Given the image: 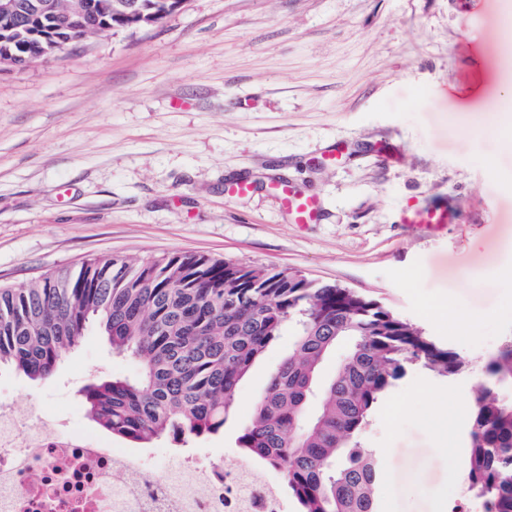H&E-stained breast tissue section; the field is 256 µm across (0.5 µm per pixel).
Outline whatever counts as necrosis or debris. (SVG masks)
Wrapping results in <instances>:
<instances>
[{
    "label": "necrosis or debris",
    "instance_id": "1",
    "mask_svg": "<svg viewBox=\"0 0 512 512\" xmlns=\"http://www.w3.org/2000/svg\"><path fill=\"white\" fill-rule=\"evenodd\" d=\"M0 512H288L275 481L244 463L191 454L147 465L47 422L38 406L0 403Z\"/></svg>",
    "mask_w": 512,
    "mask_h": 512
}]
</instances>
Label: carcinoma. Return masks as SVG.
Segmentation results:
<instances>
[{
  "mask_svg": "<svg viewBox=\"0 0 512 512\" xmlns=\"http://www.w3.org/2000/svg\"><path fill=\"white\" fill-rule=\"evenodd\" d=\"M86 30L29 12L26 29L0 28V64L20 68L114 27L162 22L184 0H86ZM94 324L112 353L138 374L85 388L86 416L114 437L182 448L224 431L238 389L281 336L293 352L268 378L235 447L283 474L296 512H379V459L361 434L381 397L408 371L450 378L468 366L414 323L348 288L287 270L206 256L167 255L137 263L94 258L49 272L22 288L0 285V369L46 379ZM340 344L346 353L327 380L320 370ZM512 381V339L484 368ZM466 484L486 512H512V400L480 386L471 403Z\"/></svg>",
  "mask_w": 512,
  "mask_h": 512,
  "instance_id": "carcinoma-1",
  "label": "carcinoma"
}]
</instances>
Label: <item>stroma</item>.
<instances>
[{
	"label": "stroma",
	"instance_id": "stroma-1",
	"mask_svg": "<svg viewBox=\"0 0 512 512\" xmlns=\"http://www.w3.org/2000/svg\"><path fill=\"white\" fill-rule=\"evenodd\" d=\"M511 16L512 0H185L159 24L0 64V285L188 253L380 302L470 367L413 369L380 401L362 434L383 463L379 510L452 512L469 498L472 396L512 339V278L488 273L512 264V111L482 128L507 82ZM240 179L252 191L231 195ZM282 181L317 198V223L289 220ZM412 201L453 219L403 223ZM292 345L252 368L203 442L212 458L244 462L238 429ZM137 372L91 326L47 379L1 370L0 398L92 432L82 388Z\"/></svg>",
	"mask_w": 512,
	"mask_h": 512
}]
</instances>
